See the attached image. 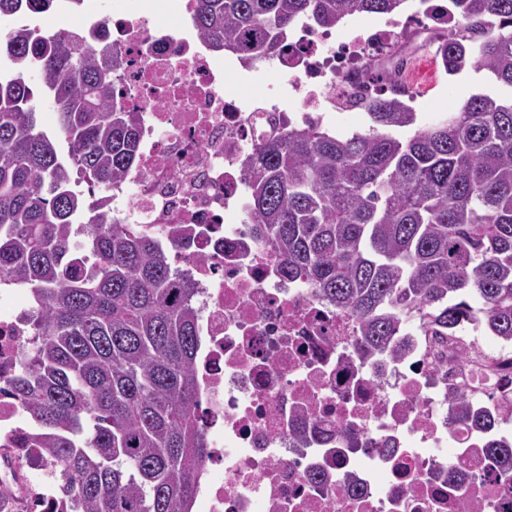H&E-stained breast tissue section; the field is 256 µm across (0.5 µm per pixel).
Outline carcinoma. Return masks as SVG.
Returning <instances> with one entry per match:
<instances>
[{"instance_id": "cac0c4a2", "label": "carcinoma", "mask_w": 512, "mask_h": 512, "mask_svg": "<svg viewBox=\"0 0 512 512\" xmlns=\"http://www.w3.org/2000/svg\"><path fill=\"white\" fill-rule=\"evenodd\" d=\"M410 0H196L211 47L251 64L288 51L302 23L335 28L390 15ZM432 42L444 71H487L509 89L477 93L422 125L396 89L404 58L363 101L368 129L335 135L260 113L242 161L249 236L282 257V276L315 288L361 324L363 357L390 349L399 327L453 332L476 317L512 341V0H452ZM0 68V288L31 299L34 344L7 378L32 441L56 467L45 512H190L207 448L194 361V288L141 224H114L74 189L115 184L136 166L141 113L119 101L109 53L65 34L42 44L8 31ZM41 73L58 112L37 124L28 75ZM414 129L405 137L401 131ZM186 249L196 234L175 224ZM458 420L483 425L466 395ZM487 451L512 481V444Z\"/></svg>"}]
</instances>
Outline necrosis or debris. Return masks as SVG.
Masks as SVG:
<instances>
[{
	"label": "necrosis or debris",
	"instance_id": "obj_1",
	"mask_svg": "<svg viewBox=\"0 0 512 512\" xmlns=\"http://www.w3.org/2000/svg\"><path fill=\"white\" fill-rule=\"evenodd\" d=\"M195 0H52L32 18L0 20L52 41L111 46L113 75L142 114L139 161L107 195L118 224H191L174 261L196 289L200 348L195 375L209 457L194 499L208 512H512V482L497 480L490 438L512 437V346L488 343L474 320L453 333L405 325L396 351L374 359L354 348L360 324L308 285L278 274L277 252L253 242L250 187L241 161L254 146L257 105L292 123H326L353 97L379 90L371 57L391 54L406 22L374 33L299 26L286 58L243 65L213 51L194 26ZM275 80L287 97H238L234 85ZM31 344L14 313L0 315V375ZM465 390L484 427L456 421ZM16 400L0 393V491L22 504L46 485L18 486L16 469L37 460Z\"/></svg>",
	"mask_w": 512,
	"mask_h": 512
}]
</instances>
